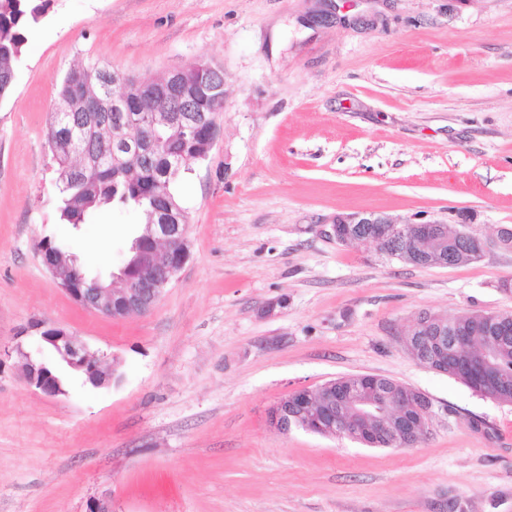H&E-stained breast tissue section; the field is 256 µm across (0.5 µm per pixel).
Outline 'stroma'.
<instances>
[{
    "mask_svg": "<svg viewBox=\"0 0 512 512\" xmlns=\"http://www.w3.org/2000/svg\"><path fill=\"white\" fill-rule=\"evenodd\" d=\"M224 70L222 133L176 187L190 258L149 314L59 288L51 237L120 267L136 214L56 220L43 132L79 61ZM358 211L467 225L482 256L423 268L340 245ZM512 0H51L0 100V512H512V405L404 350L418 313L512 312ZM119 378L29 385L40 324ZM370 374L422 392L427 433L371 448L269 422L298 388ZM42 352V346L35 347L34 351H21L20 355L24 359L23 375L26 381L49 396H58L65 394L58 380L48 371L44 362L40 361L35 354Z\"/></svg>",
    "mask_w": 512,
    "mask_h": 512,
    "instance_id": "obj_1",
    "label": "stroma"
}]
</instances>
